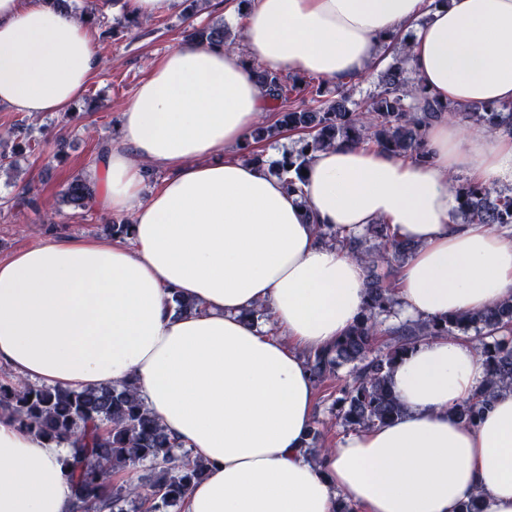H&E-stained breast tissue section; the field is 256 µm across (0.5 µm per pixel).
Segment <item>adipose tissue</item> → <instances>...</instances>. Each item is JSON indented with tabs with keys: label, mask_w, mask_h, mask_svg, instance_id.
Returning <instances> with one entry per match:
<instances>
[{
	"label": "adipose tissue",
	"mask_w": 512,
	"mask_h": 512,
	"mask_svg": "<svg viewBox=\"0 0 512 512\" xmlns=\"http://www.w3.org/2000/svg\"><path fill=\"white\" fill-rule=\"evenodd\" d=\"M253 0L247 52L184 43L157 61L90 170L99 207L132 218L122 240L61 238L0 260V364L65 389L134 382L177 443L204 461L182 512H512V393L458 418L485 369L469 341L433 338L398 359L394 421L353 432L319 461L303 356L360 315L365 269L324 243L325 225L387 224L416 246L396 295L406 317L448 318L512 298V229L455 221L450 177L512 184V137L443 119L429 162L370 144L317 152L300 192L225 156L259 121L264 88L245 66L364 78L391 34L414 30L419 85L464 110L512 102V0ZM101 56L77 16L45 0H0V105L70 110ZM172 170L156 190L144 173ZM180 294L194 310L175 314ZM57 444L0 417V512H71Z\"/></svg>",
	"instance_id": "obj_1"
}]
</instances>
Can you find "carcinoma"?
<instances>
[{"mask_svg":"<svg viewBox=\"0 0 512 512\" xmlns=\"http://www.w3.org/2000/svg\"><path fill=\"white\" fill-rule=\"evenodd\" d=\"M77 15L112 35L143 24L142 19L128 15L112 23L93 2ZM187 40L224 46L225 25L194 27ZM250 65L265 87L275 121L249 132L242 144L243 158L259 160L251 149L254 144L275 142L287 133L297 136L276 163V173L292 192L301 191L302 170L312 155L339 141L371 142L390 153L424 161L428 158L426 127L455 115L453 107L417 84L404 54L378 75L374 90L359 101L351 99V83L331 90L316 77L271 73L254 61ZM463 118L474 127L512 136L511 105L476 107L463 113ZM95 197V179L85 171L73 176L62 193L63 203L75 211L89 209ZM456 197L455 218L462 223L512 227V187L496 189L458 180ZM9 203L12 209L35 213L41 208L38 196L29 192ZM320 235L346 250L366 270V302L356 322L329 350L305 357L318 383L340 366H351L350 380L334 402L337 422L354 431L397 418L401 408L388 384L392 363L416 344L435 337L465 336L471 331L480 336L476 349L483 358L485 379L474 399L457 408L460 418L473 422L496 396L512 392V301L462 317L407 320L384 331L380 318L389 316L397 301L392 283L380 270L412 255L415 247L396 239L382 223L349 237L323 228ZM373 238L378 243H371ZM4 415L38 436L69 445L64 466L73 488V512H127L126 504L143 500L151 501L150 512H168L182 505L185 493L205 468L179 449L129 383L80 390L20 379L0 383V416ZM130 466L154 471L149 489L132 480L112 485V473Z\"/></svg>","mask_w":512,"mask_h":512,"instance_id":"1","label":"carcinoma"}]
</instances>
